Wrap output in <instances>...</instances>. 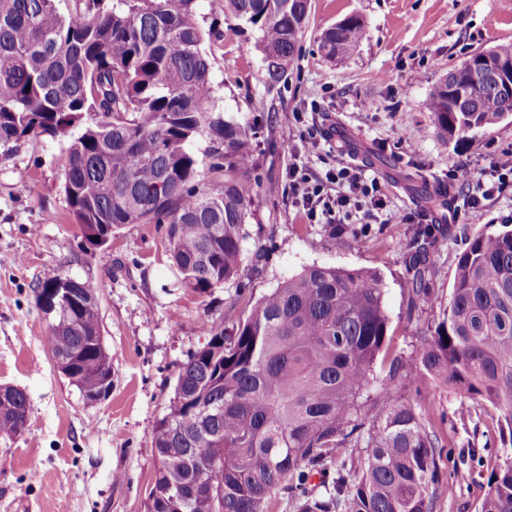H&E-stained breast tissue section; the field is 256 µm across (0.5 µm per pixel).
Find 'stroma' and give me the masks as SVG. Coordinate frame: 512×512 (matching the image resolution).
Masks as SVG:
<instances>
[{
	"label": "stroma",
	"mask_w": 512,
	"mask_h": 512,
	"mask_svg": "<svg viewBox=\"0 0 512 512\" xmlns=\"http://www.w3.org/2000/svg\"><path fill=\"white\" fill-rule=\"evenodd\" d=\"M311 13L285 79L263 81L257 31L224 13V0H197L216 105L241 122L257 121L253 179L260 183L246 226L245 260L232 281L200 295L182 283L158 224H125L90 251L64 193L66 142L31 137L0 152V385L23 390L29 417L0 436V512H145L156 467L154 435L174 394L177 370L209 340L204 319L246 317L262 297L305 266L381 272L387 284V346L411 371L419 330L439 309L408 316L403 285L414 227L399 214L430 211L425 196L448 171L479 177L495 153L512 152V116L446 141L426 110L430 91L472 54L512 44V0H311ZM349 15L365 35L347 58L328 60L323 30ZM370 103V111L354 106ZM304 113L297 121L296 113ZM315 139L316 173L341 163L366 165L387 196L385 221L363 241L335 238L293 204L286 172L303 141ZM512 226V185L485 206L463 212L431 252L432 286L451 290L455 257L467 238ZM98 286L112 390L86 402L55 366L46 344L52 320L36 304L46 272ZM444 448L433 512H481L503 448L496 411L435 384L422 402Z\"/></svg>",
	"instance_id": "1"
}]
</instances>
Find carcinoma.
<instances>
[{
	"label": "carcinoma",
	"instance_id": "cac0c4a2",
	"mask_svg": "<svg viewBox=\"0 0 512 512\" xmlns=\"http://www.w3.org/2000/svg\"><path fill=\"white\" fill-rule=\"evenodd\" d=\"M310 9V0H224V13L260 33L269 87L285 77ZM363 36L352 16L323 31L321 49L342 59ZM204 38L196 0H84L66 17L56 0H0V149L67 138L64 192L83 237L164 224L182 282L201 295L240 271L258 195L253 128L215 110ZM458 74L426 101L450 141L512 110L489 78L451 96ZM199 136L209 141L201 158L191 149ZM440 238L439 225L420 224L409 242L412 311L437 303L429 255ZM388 328L381 275L317 264L246 317L205 321L209 349L183 363L156 428L145 512H270L279 487L299 512H432L439 440L417 404L375 374ZM46 342L69 358L80 393L106 390L94 282L77 280ZM416 359L406 383L415 394L440 382L498 412L509 449L482 512H512V230L478 234L457 254L448 305ZM28 411L24 391L0 397V435L21 432ZM340 448L364 449L358 477L335 457ZM331 470L332 485L309 496L311 473ZM200 479L212 497L192 495Z\"/></svg>",
	"mask_w": 512,
	"mask_h": 512
}]
</instances>
